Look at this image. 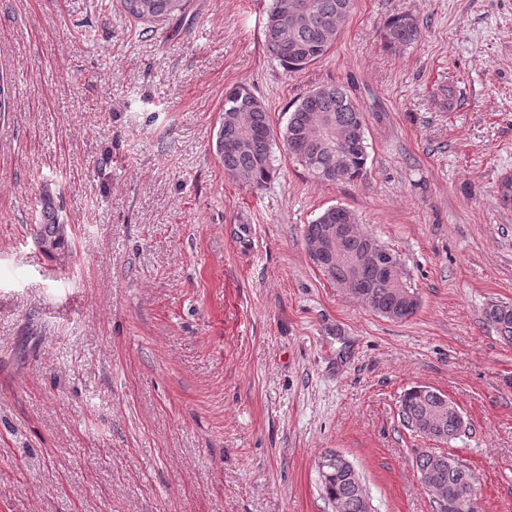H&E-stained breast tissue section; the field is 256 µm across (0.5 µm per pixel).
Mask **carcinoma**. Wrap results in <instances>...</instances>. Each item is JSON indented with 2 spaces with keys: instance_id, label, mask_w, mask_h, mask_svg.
I'll use <instances>...</instances> for the list:
<instances>
[{
  "instance_id": "obj_1",
  "label": "carcinoma",
  "mask_w": 512,
  "mask_h": 512,
  "mask_svg": "<svg viewBox=\"0 0 512 512\" xmlns=\"http://www.w3.org/2000/svg\"><path fill=\"white\" fill-rule=\"evenodd\" d=\"M192 0H119L118 7L134 22L157 31L170 19L182 16ZM353 0H272L264 25V42L270 56L298 73L323 59L333 47ZM422 36L420 24L409 14L392 18L383 33L388 49L410 46ZM366 117L363 108L341 85L327 84L311 89L299 97L279 137L288 154L294 157L312 179L327 184H347L364 172L367 151ZM274 132L262 101L244 86H236L224 94L222 119L217 133L216 151L224 172L242 177L255 188H261L274 174L272 144ZM346 227L340 249L326 251L331 230ZM34 238L48 256L68 246L65 225L58 222L53 197L40 202V220L33 228ZM304 239L308 254L321 253L312 264L337 288H343L351 274L349 261L362 252L380 250L384 245L357 228L354 215L343 207H329L305 226ZM361 288L352 298L373 313L393 321L412 318L418 308L416 292L402 285L405 273H392L375 266L361 269ZM488 322L506 342L512 344V306L494 305L485 311ZM437 390L413 386L404 391L399 401L401 426L417 436H430V430L453 441L461 436L463 416L453 403L436 398ZM439 453L421 451L415 457L419 475L436 470L431 485V499L443 490L457 486L470 468L454 455H448L445 467L435 469ZM362 476H352L331 463L329 475L321 480V489L336 512H368L360 484Z\"/></svg>"
}]
</instances>
